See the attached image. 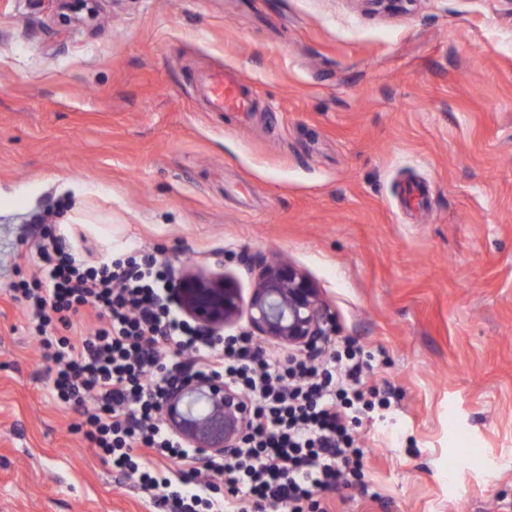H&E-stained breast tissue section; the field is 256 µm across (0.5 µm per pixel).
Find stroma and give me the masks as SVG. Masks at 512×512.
Listing matches in <instances>:
<instances>
[{
    "instance_id": "35a3bbf8",
    "label": "stroma",
    "mask_w": 512,
    "mask_h": 512,
    "mask_svg": "<svg viewBox=\"0 0 512 512\" xmlns=\"http://www.w3.org/2000/svg\"><path fill=\"white\" fill-rule=\"evenodd\" d=\"M227 67L253 112L210 109ZM41 222L245 296L241 252L296 266L396 394L335 512H512V0H99L69 27L0 0V512H158L72 430L5 289Z\"/></svg>"
}]
</instances>
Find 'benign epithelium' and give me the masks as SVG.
<instances>
[{"label": "benign epithelium", "instance_id": "7a95c632", "mask_svg": "<svg viewBox=\"0 0 512 512\" xmlns=\"http://www.w3.org/2000/svg\"><path fill=\"white\" fill-rule=\"evenodd\" d=\"M47 2L60 23L72 25L88 22L98 0ZM237 265L252 284L246 299L224 276H210L185 261L172 288L179 310L215 336L244 319L249 335L285 346L294 354L337 335L335 313L304 272L270 261L260 252L241 253ZM161 415L186 446L222 455L248 432L250 403L222 378L191 379L167 395Z\"/></svg>", "mask_w": 512, "mask_h": 512}]
</instances>
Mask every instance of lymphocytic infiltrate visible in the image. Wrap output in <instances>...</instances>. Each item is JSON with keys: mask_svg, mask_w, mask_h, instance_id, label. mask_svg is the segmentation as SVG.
<instances>
[{"mask_svg": "<svg viewBox=\"0 0 512 512\" xmlns=\"http://www.w3.org/2000/svg\"><path fill=\"white\" fill-rule=\"evenodd\" d=\"M41 272L10 285L53 364L54 399L75 410L77 431L135 477L162 512H329L320 492L364 466L353 430L391 406L390 385L368 383L365 352L347 337L335 351L285 355L247 333L215 337L173 306L164 262L104 255L87 262L56 225L38 224ZM93 310L92 326L75 325ZM211 376L251 404L250 431L233 452L204 456L160 415L183 380ZM175 461L172 472L161 460ZM225 493H212L214 481Z\"/></svg>", "mask_w": 512, "mask_h": 512, "instance_id": "1", "label": "lymphocytic infiltrate"}]
</instances>
